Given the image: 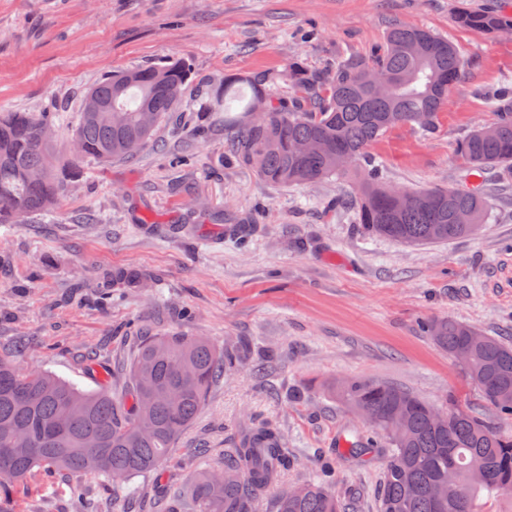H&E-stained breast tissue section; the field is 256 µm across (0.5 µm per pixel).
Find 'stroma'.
<instances>
[{
  "instance_id": "1",
  "label": "stroma",
  "mask_w": 512,
  "mask_h": 512,
  "mask_svg": "<svg viewBox=\"0 0 512 512\" xmlns=\"http://www.w3.org/2000/svg\"><path fill=\"white\" fill-rule=\"evenodd\" d=\"M487 8L512 12V0H0V112L47 113L59 151L89 87L173 61L190 70L177 112L136 155L79 160L53 212L0 224V353L87 391L107 379L120 399L149 337L200 336L221 349L246 341L253 353L215 379L159 469L118 483L41 474L18 491V512H67L76 488L88 512H190L192 471L223 469L253 419L280 427L294 456L254 512H277L280 488L319 479L326 464L343 512H380L383 460L344 452L342 437L369 427L332 383L378 380L493 419L419 328L454 319L512 344V178L467 170L456 155L495 122L488 95L512 76V33L456 22ZM395 26L447 38L467 67L433 131L393 127L368 153L392 186L489 185L477 234L434 245L367 234L336 204L350 175L269 184L230 154L223 113L203 107L225 76L276 73L292 59L325 72L368 58ZM124 269L148 274L149 287H114Z\"/></svg>"
}]
</instances>
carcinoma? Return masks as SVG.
<instances>
[{
    "label": "carcinoma",
    "instance_id": "carcinoma-1",
    "mask_svg": "<svg viewBox=\"0 0 512 512\" xmlns=\"http://www.w3.org/2000/svg\"><path fill=\"white\" fill-rule=\"evenodd\" d=\"M456 22L490 34L512 29L504 11H462ZM466 61L447 39L424 29L393 27L368 60L348 58L325 73L298 62L275 75L224 78V101L245 102L229 151L258 177L278 186L312 183L359 167L351 195L336 199L357 211L368 234L406 244H436L477 232L488 210L486 190L393 188L366 148L390 128L435 129L448 89ZM182 63L136 68L89 89L75 133L76 156L125 159L144 145L188 85ZM283 81V97L270 87ZM490 102L497 120L474 129L457 148L472 171L512 174V85ZM51 122L28 112L0 113V224H21L51 209L65 191L56 167ZM145 288L136 270L112 279ZM435 343L459 362L493 411L512 420V346L449 319L424 324ZM224 368L203 337L157 336L129 369L131 404L112 401L107 384L95 391L48 372L23 370L0 356V512H17L14 488L39 473L66 472L125 480L167 458L195 420ZM336 394L351 410L372 416V435L347 441L361 459L384 444L381 512H480L478 500L512 502V435L457 408L439 407L393 385L346 379ZM292 465L282 433L269 424L250 429L224 460V471L197 470L188 493L192 512H252L251 501L278 485ZM279 512H340L327 481L280 492Z\"/></svg>",
    "mask_w": 512,
    "mask_h": 512
}]
</instances>
